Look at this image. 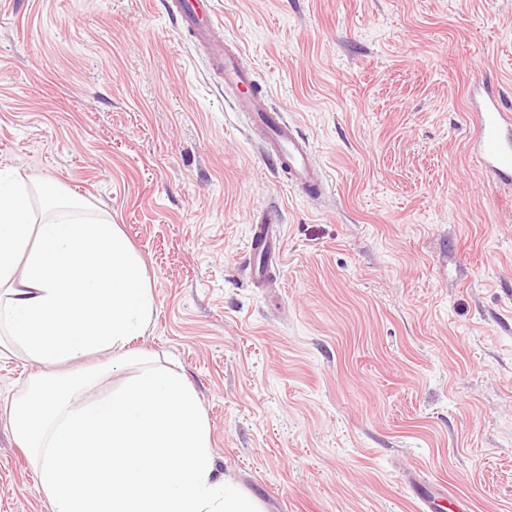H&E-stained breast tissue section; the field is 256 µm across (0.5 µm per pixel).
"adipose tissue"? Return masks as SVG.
<instances>
[{
    "label": "adipose tissue",
    "instance_id": "ef3b65f1",
    "mask_svg": "<svg viewBox=\"0 0 512 512\" xmlns=\"http://www.w3.org/2000/svg\"><path fill=\"white\" fill-rule=\"evenodd\" d=\"M53 186L0 172V355L52 366L103 350L135 373L96 403L85 372L34 377L8 414L53 512H262L215 474L210 426L185 375L131 351L155 297L118 225Z\"/></svg>",
    "mask_w": 512,
    "mask_h": 512
}]
</instances>
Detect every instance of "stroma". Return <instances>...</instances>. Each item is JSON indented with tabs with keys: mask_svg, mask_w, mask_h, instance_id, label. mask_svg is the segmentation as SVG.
<instances>
[{
	"mask_svg": "<svg viewBox=\"0 0 512 512\" xmlns=\"http://www.w3.org/2000/svg\"><path fill=\"white\" fill-rule=\"evenodd\" d=\"M214 2L324 198L268 165L167 0H0V170L120 225L155 296L133 349L186 376L264 512H512V187L466 117L478 77L512 106V0ZM43 371L0 357V512H51L6 412ZM276 224L263 223L251 227L249 252L254 257V275L262 280L265 275L264 261L273 259L280 253V236L275 229Z\"/></svg>",
	"mask_w": 512,
	"mask_h": 512,
	"instance_id": "35a3bbf8",
	"label": "stroma"
}]
</instances>
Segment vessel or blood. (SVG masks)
<instances>
[{
	"label": "vessel or blood",
	"instance_id": "obj_1",
	"mask_svg": "<svg viewBox=\"0 0 512 512\" xmlns=\"http://www.w3.org/2000/svg\"><path fill=\"white\" fill-rule=\"evenodd\" d=\"M168 11L181 28L190 34L212 70L219 74L226 89L232 91L233 104L249 129L265 144L272 165L287 172L290 180L308 196L321 197L327 190L322 168L313 161L309 140L289 123L284 111L273 109L267 96L256 87L250 70L239 62L240 54L227 47L214 33L212 0H168ZM474 132L468 142L482 170L501 182L512 181V109L502 99L474 85L470 92ZM250 253L255 260L256 278L265 275V260L280 253V236L274 224L251 227Z\"/></svg>",
	"mask_w": 512,
	"mask_h": 512
}]
</instances>
